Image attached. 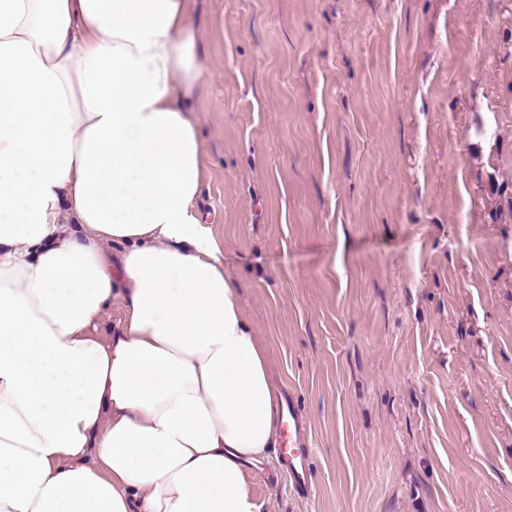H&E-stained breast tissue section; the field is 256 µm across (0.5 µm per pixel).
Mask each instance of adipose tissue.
<instances>
[{
	"label": "adipose tissue",
	"instance_id": "1",
	"mask_svg": "<svg viewBox=\"0 0 512 512\" xmlns=\"http://www.w3.org/2000/svg\"><path fill=\"white\" fill-rule=\"evenodd\" d=\"M195 44L191 0H0V512H259L279 394L195 207Z\"/></svg>",
	"mask_w": 512,
	"mask_h": 512
}]
</instances>
